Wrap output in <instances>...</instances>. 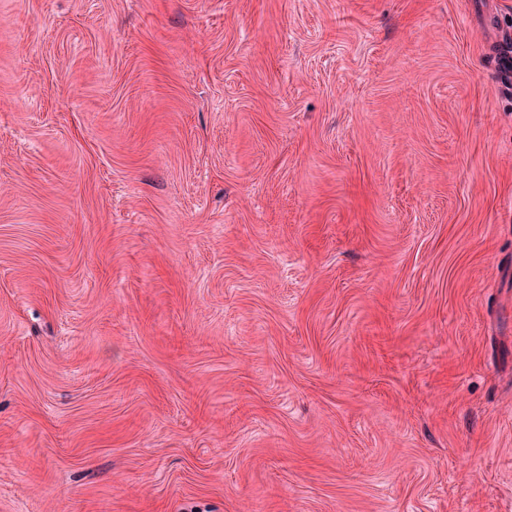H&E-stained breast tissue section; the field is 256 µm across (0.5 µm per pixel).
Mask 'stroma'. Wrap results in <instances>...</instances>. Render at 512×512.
Here are the masks:
<instances>
[{
	"label": "stroma",
	"mask_w": 512,
	"mask_h": 512,
	"mask_svg": "<svg viewBox=\"0 0 512 512\" xmlns=\"http://www.w3.org/2000/svg\"><path fill=\"white\" fill-rule=\"evenodd\" d=\"M512 0H0V512H512Z\"/></svg>",
	"instance_id": "35a3bbf8"
}]
</instances>
